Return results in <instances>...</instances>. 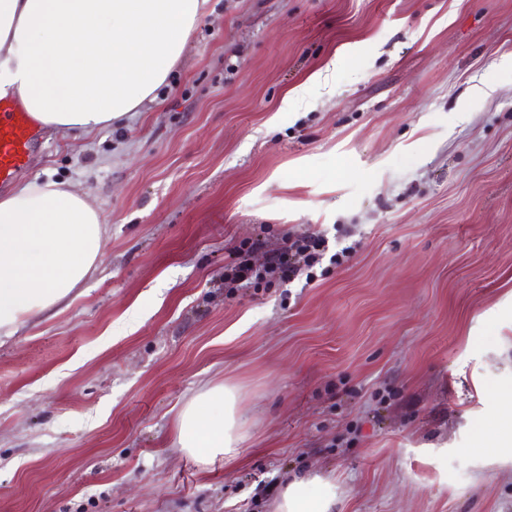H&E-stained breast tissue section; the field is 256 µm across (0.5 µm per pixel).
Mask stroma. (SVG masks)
<instances>
[{"label":"stroma","instance_id":"obj_1","mask_svg":"<svg viewBox=\"0 0 512 512\" xmlns=\"http://www.w3.org/2000/svg\"><path fill=\"white\" fill-rule=\"evenodd\" d=\"M19 178L106 233L0 335V512H275L296 476L333 512H512L478 445L512 389V0H208L155 102ZM310 235L313 281L225 287ZM216 384L244 440L205 466L176 416Z\"/></svg>","mask_w":512,"mask_h":512}]
</instances>
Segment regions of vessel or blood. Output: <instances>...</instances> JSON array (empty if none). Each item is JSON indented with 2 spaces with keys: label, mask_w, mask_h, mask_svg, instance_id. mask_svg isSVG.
<instances>
[{
  "label": "vessel or blood",
  "mask_w": 512,
  "mask_h": 512,
  "mask_svg": "<svg viewBox=\"0 0 512 512\" xmlns=\"http://www.w3.org/2000/svg\"><path fill=\"white\" fill-rule=\"evenodd\" d=\"M40 136V126L13 98L0 97V184L23 170Z\"/></svg>",
  "instance_id": "obj_1"
}]
</instances>
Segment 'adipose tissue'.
Segmentation results:
<instances>
[{
    "label": "adipose tissue",
    "mask_w": 512,
    "mask_h": 512,
    "mask_svg": "<svg viewBox=\"0 0 512 512\" xmlns=\"http://www.w3.org/2000/svg\"><path fill=\"white\" fill-rule=\"evenodd\" d=\"M207 0H0V97H16L41 126L84 133L155 99L184 54ZM104 224L67 184L30 181L0 196V335L62 304L95 269ZM184 452L201 463L240 453L237 395L205 389L178 413ZM483 444L512 447V391L484 424ZM336 486L285 483L276 512H331Z\"/></svg>",
    "instance_id": "ef3b65f1"
}]
</instances>
